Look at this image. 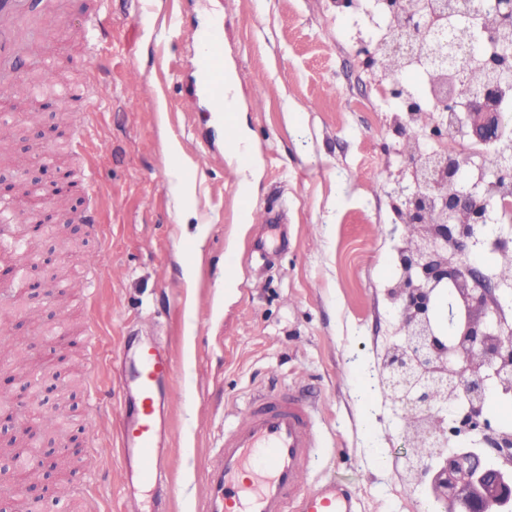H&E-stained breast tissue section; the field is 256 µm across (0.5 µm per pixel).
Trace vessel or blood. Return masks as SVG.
Here are the masks:
<instances>
[{
	"mask_svg": "<svg viewBox=\"0 0 512 512\" xmlns=\"http://www.w3.org/2000/svg\"><path fill=\"white\" fill-rule=\"evenodd\" d=\"M37 27L29 0H0V94H7L26 55L27 38ZM190 38L204 71L208 101L220 112L225 130H234L220 26L194 30ZM237 209L263 224L266 238L260 252L284 246L272 212L251 210L243 195ZM121 363L120 382L135 397L120 410V458L137 484L154 486L160 496H168L158 450L164 432V385L174 374V362L141 345L122 349ZM316 410L315 403L289 388L268 384L255 391L238 419L224 428L209 473L207 512H356L352 495L337 480L300 488V476L321 446Z\"/></svg>",
	"mask_w": 512,
	"mask_h": 512,
	"instance_id": "obj_1",
	"label": "vessel or blood"
}]
</instances>
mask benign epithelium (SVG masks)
<instances>
[{"label": "benign epithelium", "instance_id": "benign-epithelium-1", "mask_svg": "<svg viewBox=\"0 0 512 512\" xmlns=\"http://www.w3.org/2000/svg\"><path fill=\"white\" fill-rule=\"evenodd\" d=\"M494 14L512 24V0H491ZM484 0H465L459 14H448V0H414L404 9L402 0H379L373 9L385 21L399 18L395 28L364 43L376 64L377 43L394 63L422 56L442 71L428 95L430 121L421 137L408 139L402 151L410 177L398 183L396 210L418 231L401 238L396 247L398 274L388 289L392 315L402 324V338L384 351L379 377L389 399L399 409V429L407 452L404 468L414 485L427 483L437 498L458 512H501L512 507V431L491 424L489 397L512 387V322L502 299L512 293V278L490 283L478 269V257L488 246L484 231L493 225V243L512 251V239L501 224L512 214V198L487 196L482 177H473L474 163L465 153L448 150V131L471 142L494 146L503 138L502 89L512 84V41L495 43L486 63L495 77L460 99L455 83L464 60L474 52L481 33L471 31L469 19L483 9ZM24 77L17 78L6 101L20 113L27 139L22 146L26 162L0 168V203L17 213V225L31 241L44 242L45 228L59 222L58 207L65 203L53 165L44 158V114L61 111L51 100L30 102ZM496 180L512 184V158L498 157ZM44 261L32 264L25 294L30 306L24 317L0 324V353L17 347L16 330L59 319L53 309ZM16 268L0 262V302L15 293ZM71 342L55 336L45 356H27L25 370L34 377L51 369L56 378ZM33 387L17 370L0 371V395L10 407L0 410V440L35 447L37 476L16 473L9 458H0V512H26L32 501L45 503L55 496L61 479L60 461L81 453L77 438L50 440L60 411L35 412ZM428 446L432 453L424 455Z\"/></svg>", "mask_w": 512, "mask_h": 512}]
</instances>
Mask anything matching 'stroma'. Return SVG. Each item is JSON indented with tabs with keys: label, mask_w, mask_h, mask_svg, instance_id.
<instances>
[{
	"label": "stroma",
	"mask_w": 512,
	"mask_h": 512,
	"mask_svg": "<svg viewBox=\"0 0 512 512\" xmlns=\"http://www.w3.org/2000/svg\"><path fill=\"white\" fill-rule=\"evenodd\" d=\"M332 0H112V25L84 37L91 0H62L44 31L74 91L93 90L55 116L86 127L75 153L99 188V233L52 264L77 266L64 301L81 328L96 324L97 367L108 395L91 413L75 390L85 467L44 512H131L118 434L122 393L114 358L125 339L172 350L177 375L167 406L171 438L162 508L206 512L207 464L225 424L251 391L279 379L320 404L322 446L301 488L335 478L357 512H431L430 488L413 487L378 363L394 334L386 289L396 274L392 182L404 177V140L359 50L363 24ZM221 22L224 61L237 88L235 123L254 162L237 166L194 80L188 33ZM265 98L264 110L255 102ZM283 211L287 247L256 250L258 224L236 211Z\"/></svg>",
	"instance_id": "1"
}]
</instances>
